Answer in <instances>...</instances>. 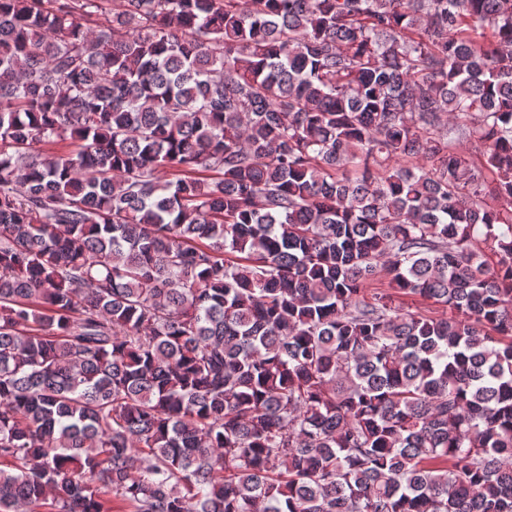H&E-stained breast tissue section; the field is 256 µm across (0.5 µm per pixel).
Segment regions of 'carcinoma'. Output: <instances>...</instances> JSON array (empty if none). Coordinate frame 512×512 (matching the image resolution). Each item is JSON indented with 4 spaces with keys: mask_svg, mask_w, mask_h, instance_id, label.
<instances>
[{
    "mask_svg": "<svg viewBox=\"0 0 512 512\" xmlns=\"http://www.w3.org/2000/svg\"><path fill=\"white\" fill-rule=\"evenodd\" d=\"M116 502L512 512V0H0V512Z\"/></svg>",
    "mask_w": 512,
    "mask_h": 512,
    "instance_id": "cac0c4a2",
    "label": "carcinoma"
}]
</instances>
